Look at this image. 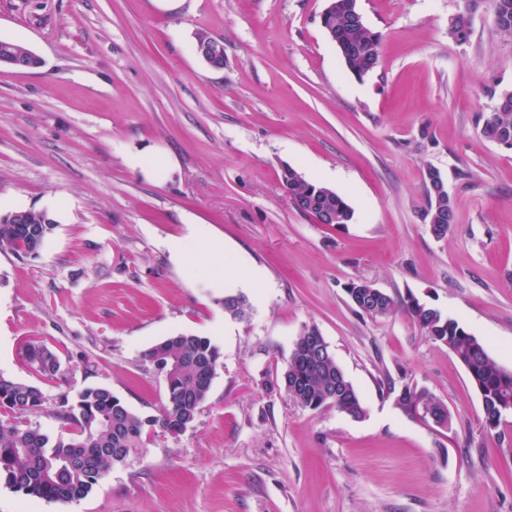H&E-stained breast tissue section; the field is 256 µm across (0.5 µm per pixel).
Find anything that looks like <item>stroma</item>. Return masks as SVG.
Returning <instances> with one entry per match:
<instances>
[{
	"label": "stroma",
	"instance_id": "1",
	"mask_svg": "<svg viewBox=\"0 0 512 512\" xmlns=\"http://www.w3.org/2000/svg\"><path fill=\"white\" fill-rule=\"evenodd\" d=\"M460 2L359 0L381 36L379 66L359 79L320 24L328 0H0V39L41 60L0 64V196L34 210L54 199L62 214L37 256L0 251V375L40 384L30 421L58 434L56 411L97 385L159 415L165 380L142 352L224 320L195 428L131 452L79 501L1 482L0 512H512V415L487 431L445 345L404 313L357 315L345 293L361 279L414 295L512 370V149L476 128L512 88V38L486 2L466 40L451 37ZM201 33L223 43V69L198 56ZM131 150L176 168L146 178ZM286 165L346 198L351 223L296 210ZM429 167L458 214L443 239L424 219ZM191 221L223 244L249 320L226 316L223 296L171 257ZM309 325L364 418L265 389ZM30 341L57 350L59 379L24 362ZM388 377L443 401L450 428L407 417Z\"/></svg>",
	"mask_w": 512,
	"mask_h": 512
}]
</instances>
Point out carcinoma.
I'll return each instance as SVG.
<instances>
[{"instance_id":"1","label":"carcinoma","mask_w":512,"mask_h":512,"mask_svg":"<svg viewBox=\"0 0 512 512\" xmlns=\"http://www.w3.org/2000/svg\"><path fill=\"white\" fill-rule=\"evenodd\" d=\"M478 0H464L463 8L453 15L448 33L455 39L467 38L472 14ZM493 24L503 37H512V0H491ZM351 0H329L325 25L333 33L332 42L347 69L362 78L374 71L380 60V35L372 34L359 20L351 17ZM22 54L33 64L29 48L21 43L0 40V57ZM477 127L485 139L512 149V89L497 95L492 110L478 116ZM280 182L292 204H316L332 210L335 224L353 219L349 203L331 188L306 180L290 167L281 173ZM428 207L425 220L440 239L457 224L456 205L449 196L436 194L427 186ZM28 224H0V250H9L24 259L36 254L55 228V220L46 211L29 209ZM248 302L242 295L224 298V311L244 319ZM403 309L429 339L444 344L464 367L471 384L483 391L486 429H498L505 419L500 408L512 406V372L490 355L485 344L467 332L440 309L409 294L397 302L388 294L367 297L355 311L371 318L389 317ZM311 327L296 338L285 374L265 381L274 391L285 388L299 407L318 410L336 401V375L343 373L336 362L313 367V349L307 343ZM24 357L37 374L54 380L60 370L56 351L40 342H30ZM166 383V404L159 415L141 417L128 409L112 391L102 385L84 388L77 408L62 410L58 417L64 432L52 437L30 424L24 415L43 409L45 395L40 386L0 377V480L16 492L36 499L70 502L87 497L111 467L154 436L179 434L195 427L200 406L215 378L220 353L211 339L200 334H179L160 341L142 353ZM387 389L400 390L410 414L415 399L425 397L437 408L438 418L451 420L447 405L428 390L412 384L396 387L387 380Z\"/></svg>"}]
</instances>
